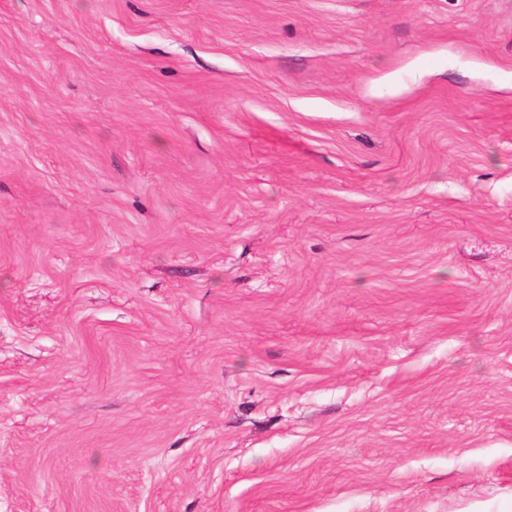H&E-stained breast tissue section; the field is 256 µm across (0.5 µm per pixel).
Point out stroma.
I'll use <instances>...</instances> for the list:
<instances>
[{
  "instance_id": "1",
  "label": "stroma",
  "mask_w": 512,
  "mask_h": 512,
  "mask_svg": "<svg viewBox=\"0 0 512 512\" xmlns=\"http://www.w3.org/2000/svg\"><path fill=\"white\" fill-rule=\"evenodd\" d=\"M0 512H512V0H0Z\"/></svg>"
}]
</instances>
